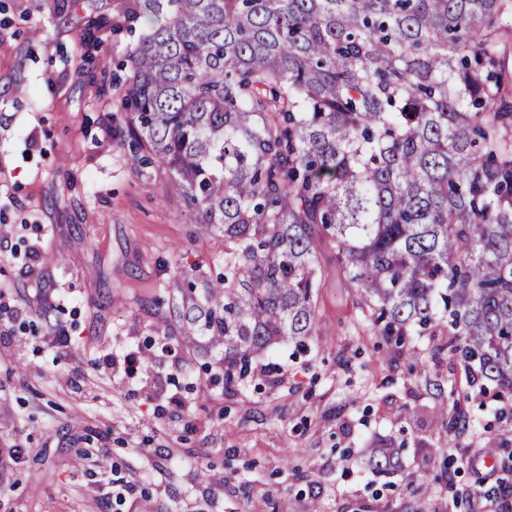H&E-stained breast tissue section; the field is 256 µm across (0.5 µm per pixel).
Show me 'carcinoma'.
Listing matches in <instances>:
<instances>
[{
    "label": "carcinoma",
    "instance_id": "obj_1",
    "mask_svg": "<svg viewBox=\"0 0 512 512\" xmlns=\"http://www.w3.org/2000/svg\"><path fill=\"white\" fill-rule=\"evenodd\" d=\"M64 24L152 30L127 57L115 135L135 171L224 237V279L182 335L224 340V384L315 335L333 251L358 325L439 337L512 398V0H48ZM448 433L472 424L460 400ZM486 452L512 460V429ZM375 472L399 449H366Z\"/></svg>",
    "mask_w": 512,
    "mask_h": 512
}]
</instances>
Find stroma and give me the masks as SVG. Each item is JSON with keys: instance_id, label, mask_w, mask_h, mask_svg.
<instances>
[{"instance_id": "1", "label": "stroma", "mask_w": 512, "mask_h": 512, "mask_svg": "<svg viewBox=\"0 0 512 512\" xmlns=\"http://www.w3.org/2000/svg\"><path fill=\"white\" fill-rule=\"evenodd\" d=\"M1 16L0 88L30 95L0 102V283L21 309L0 339V512H512V473L486 463L499 401L465 402L474 431L450 441L438 408L471 390L457 361L414 362L426 336L352 330L335 278L305 348L255 355L233 389L223 343L165 340L182 300L223 276L224 240L165 201L164 168L144 180L112 141L124 114L100 76L139 33L101 31L89 50L43 0ZM130 351L136 374L100 368ZM378 437L403 448L389 480L363 462Z\"/></svg>"}]
</instances>
